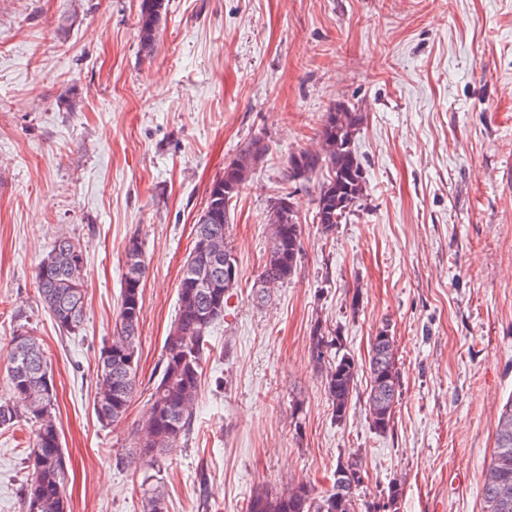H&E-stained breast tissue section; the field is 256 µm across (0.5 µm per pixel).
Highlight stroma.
Segmentation results:
<instances>
[{
    "label": "stroma",
    "mask_w": 512,
    "mask_h": 512,
    "mask_svg": "<svg viewBox=\"0 0 512 512\" xmlns=\"http://www.w3.org/2000/svg\"><path fill=\"white\" fill-rule=\"evenodd\" d=\"M141 0H0V352L35 334L50 362L68 512H140L136 427L178 309L207 189L251 137L269 144L230 207L240 279L211 329L195 423L160 476L168 512H246L263 487L330 488L360 451L361 503L404 484L399 512H483L512 397V0H167L143 59ZM361 112L367 192L330 235L318 179L288 158L335 103ZM293 191L302 255L256 305L265 217ZM85 254L87 316L60 332L37 267L59 233ZM142 242L139 385L121 420L93 411L124 248ZM359 365L344 422L313 362L314 324ZM395 340L401 395L369 426L370 340ZM28 424L0 429V512H23Z\"/></svg>",
    "instance_id": "35a3bbf8"
}]
</instances>
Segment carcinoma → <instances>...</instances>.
I'll return each instance as SVG.
<instances>
[{"instance_id":"carcinoma-1","label":"carcinoma","mask_w":512,"mask_h":512,"mask_svg":"<svg viewBox=\"0 0 512 512\" xmlns=\"http://www.w3.org/2000/svg\"><path fill=\"white\" fill-rule=\"evenodd\" d=\"M166 14L165 0H142L139 20V50L151 58L160 24ZM362 115L339 103L323 117L314 150L297 152L300 169L290 168L289 180L305 182L321 173L313 222L324 234L348 221L353 208L367 190L363 162L356 148ZM268 143L261 137L247 141L213 180L202 214L197 220L191 251L178 285V311L164 342L157 382L148 400V411L138 423V459L143 463L139 484L143 512H167L164 488L153 473L167 449L180 447L189 434L206 356L210 328L224 318L232 289L224 287V258L200 253V243L209 242L220 254L230 251L226 238L230 205L265 159ZM274 198L268 211V249L260 273L252 285L256 303L265 302L276 284L291 280L302 249V222L295 206ZM79 241L61 233L38 266L36 283L40 300L58 328L68 334L83 329L86 317L85 260ZM147 274L142 242L129 238L124 249L121 305L112 340L103 345L97 363L93 410L97 422L107 426L122 419L137 389L138 356L142 320V291ZM339 338L326 334L317 324L311 331V352L316 363L331 359L325 388L336 421L345 420L359 373L355 359L337 347ZM9 395L0 399V428L24 421L31 426L32 443L27 454L28 474L24 487V512H67L64 493L67 462L61 444L57 417V392L47 388L52 377L42 344L30 332L16 330L5 354ZM370 390L366 415L372 429L386 432L400 397V369L394 338L382 327L372 337L369 352ZM361 482L357 454L338 461L332 488L318 493L299 483L285 491L263 490L253 495L246 512H357V487ZM402 495L394 482L384 492L373 512H389ZM482 495L487 512H512V398L504 406L496 428L492 462L486 470Z\"/></svg>"}]
</instances>
